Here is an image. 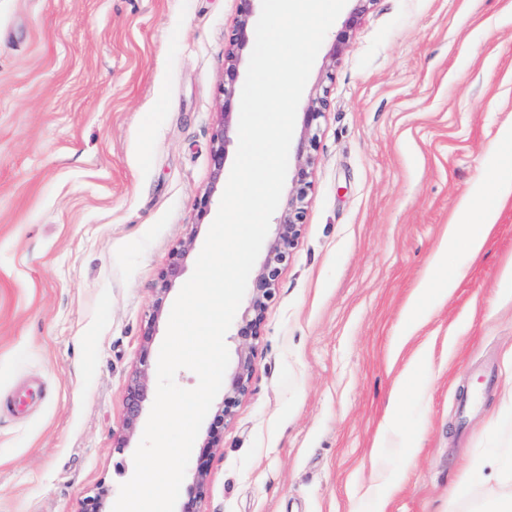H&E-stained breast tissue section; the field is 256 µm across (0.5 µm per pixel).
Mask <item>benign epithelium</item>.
<instances>
[{
  "instance_id": "1",
  "label": "benign epithelium",
  "mask_w": 512,
  "mask_h": 512,
  "mask_svg": "<svg viewBox=\"0 0 512 512\" xmlns=\"http://www.w3.org/2000/svg\"><path fill=\"white\" fill-rule=\"evenodd\" d=\"M257 2L259 0H239L237 18L224 47V122L214 133L212 152L216 180L224 173L228 146L238 133L240 67L253 38ZM355 2L356 6L345 22L344 29L328 53L324 75L315 85L305 106L297 138L292 184L282 198L280 215L267 243L265 255L252 272L248 299L237 321V363L231 375L224 380V397L216 405L210 425L199 445L200 458L196 463L192 488L178 512H204L202 505L208 483V461L223 440L225 426L233 419L237 406L249 392L255 352L263 336L265 311L275 296L284 270L293 258L306 224L308 197L313 185V151L317 144L319 119L329 105V82L333 79L332 69L336 64V56L348 41L359 15L368 9L373 0ZM198 233L199 225H191L186 238L172 250L168 263L157 275L153 312L144 333L139 367L135 369L127 387L122 430L116 439V447L119 449L129 447L143 409L152 396L149 373L152 329L163 315L168 293L183 274L186 259Z\"/></svg>"
}]
</instances>
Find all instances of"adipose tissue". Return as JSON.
I'll return each instance as SVG.
<instances>
[{
	"instance_id": "obj_1",
	"label": "adipose tissue",
	"mask_w": 512,
	"mask_h": 512,
	"mask_svg": "<svg viewBox=\"0 0 512 512\" xmlns=\"http://www.w3.org/2000/svg\"><path fill=\"white\" fill-rule=\"evenodd\" d=\"M483 194V184H476L470 199L449 224L441 246L428 262L427 278L407 304L405 321L408 325H416L427 304L435 297L447 295L456 288L460 256L478 254L492 236L495 224L480 204Z\"/></svg>"
}]
</instances>
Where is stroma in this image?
I'll return each mask as SVG.
<instances>
[{
	"label": "stroma",
	"instance_id": "35a3bbf8",
	"mask_svg": "<svg viewBox=\"0 0 512 512\" xmlns=\"http://www.w3.org/2000/svg\"><path fill=\"white\" fill-rule=\"evenodd\" d=\"M237 0H0V512H79L114 446L154 285L213 215ZM512 0H373L333 70L307 223L265 313L205 512H491L512 490ZM496 230L406 346L404 310L477 182ZM431 371L395 385L420 344ZM398 422L384 423L389 410ZM412 444V467L397 451Z\"/></svg>",
	"mask_w": 512,
	"mask_h": 512
}]
</instances>
